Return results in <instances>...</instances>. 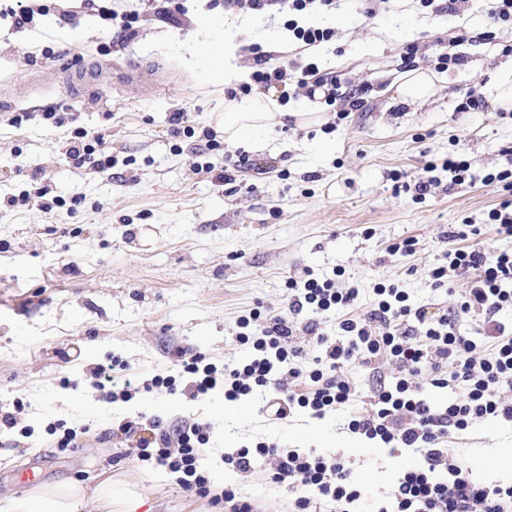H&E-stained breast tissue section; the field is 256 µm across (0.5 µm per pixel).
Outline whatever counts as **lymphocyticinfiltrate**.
Returning a JSON list of instances; mask_svg holds the SVG:
<instances>
[{"mask_svg":"<svg viewBox=\"0 0 512 512\" xmlns=\"http://www.w3.org/2000/svg\"><path fill=\"white\" fill-rule=\"evenodd\" d=\"M335 0H224L228 13L258 14L284 4L289 17L285 28L307 45L332 42L334 28L300 25L298 18L313 10L332 9ZM260 88L286 87L307 94L322 93L326 102L338 104L339 116L358 107L357 90L342 88L340 74L320 73L314 63L300 71L261 68L253 73ZM174 137L193 139L200 158L198 170L211 174L216 185L234 184L240 172L251 168L249 155H224V143L213 127L190 125L186 113L169 116ZM223 154L224 166L215 169L211 158ZM66 163L94 173L112 169L114 160L102 134L74 127L64 153ZM458 279L466 280L462 301L456 310L440 315L412 307L406 292L395 284H375L374 298L362 305L357 287L339 286L334 278H289L288 306L274 311L261 306L238 318L237 339L248 345V359L239 365H217L197 353L182 360L178 375H154L144 381L146 392H181L196 400L220 389L234 401L263 392L278 419L295 410L321 419L347 404L354 385L346 366L361 357L371 371L367 392L370 409L352 417L348 428L366 440L387 447L390 455L407 451L419 454V465L403 470L391 491L389 505L377 512H512V482L486 485L474 480L468 469L442 442L452 434L469 431L476 423L495 419L512 423V324L499 319L512 308V251L489 252L483 248H456L445 253L432 267V288H442ZM344 312L339 333L326 335L323 317ZM483 319L494 340L492 349L461 332L462 316ZM307 336L316 351L293 347L298 336ZM397 368L388 377L382 362ZM452 388L456 397L448 405L436 406L427 389ZM134 443L137 456L177 473L180 484L226 512H254L236 486H225L222 495H211L210 480L200 459L210 441L211 427L194 423L181 427L161 416L128 420L119 424ZM225 468L240 475L268 467L272 483L296 488L291 512H353L363 496L352 482V468L340 453L316 449L287 448L265 441L225 453Z\"/></svg>","mask_w":512,"mask_h":512,"instance_id":"f902f5d3","label":"lymphocytic infiltrate"}]
</instances>
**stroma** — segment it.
<instances>
[{
  "instance_id": "35a3bbf8",
  "label": "stroma",
  "mask_w": 512,
  "mask_h": 512,
  "mask_svg": "<svg viewBox=\"0 0 512 512\" xmlns=\"http://www.w3.org/2000/svg\"><path fill=\"white\" fill-rule=\"evenodd\" d=\"M44 12L16 25L27 0H0V200L31 191L26 204L0 207V512L37 483L79 480L95 485L108 477L135 483L156 512H221L185 492L163 467L138 460L120 435L101 442V426L80 447L58 450L50 428L75 426L64 410L34 426L32 390L41 384L61 394L87 390L98 399L92 370L117 357L138 382L174 369L179 351H199L220 363L245 357L236 340L239 315L257 305L279 309L289 276L313 271L341 284L356 283L371 301L376 283H394L414 306L451 310L463 282L432 290L429 272L448 251L450 225H478L469 244L512 250L488 213L512 190L485 183L490 172L512 168V117L488 90L512 26L489 28L480 0H467L448 15L420 0H384L369 21L355 0L306 14L305 24L336 31L334 48L317 59L320 71L345 73L365 88L362 109L322 127L281 128L270 151L257 156L261 174L242 173L230 192L200 173L193 142L171 136L170 113L186 112L191 124H216L224 110V86L202 66L201 47L236 38L245 48L236 60L254 68L253 47L275 34L283 51L268 67L303 63L281 19L225 15L213 0H40ZM139 16V33L127 46L104 10ZM416 66L434 80L426 98L404 103L391 83L404 72L407 46ZM55 50L56 58L45 55ZM448 52L463 65L438 68ZM145 70L139 85L129 66ZM485 95L478 110L462 112L460 89ZM75 114L78 124L104 134L133 168L90 174L68 166L64 153L71 124L53 125L43 113ZM31 113L22 127L9 117ZM470 164L463 183L446 171L425 198L406 185L448 154ZM49 186L67 197L81 193L74 211H47L34 192ZM411 239L415 251H395ZM456 455L481 482L512 480L499 459L512 455V425L477 423L453 441ZM255 512H288L294 493L270 483L265 470L234 476Z\"/></svg>"
}]
</instances>
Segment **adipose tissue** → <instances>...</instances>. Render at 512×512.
Masks as SVG:
<instances>
[{"instance_id": "adipose-tissue-1", "label": "adipose tissue", "mask_w": 512, "mask_h": 512, "mask_svg": "<svg viewBox=\"0 0 512 512\" xmlns=\"http://www.w3.org/2000/svg\"><path fill=\"white\" fill-rule=\"evenodd\" d=\"M283 117L282 106L265 93L225 99L220 115L224 140L261 151L266 136ZM85 501L100 506L102 512H141L145 504L139 492L118 479L105 480L91 490L82 482L71 481L32 488L24 500L15 504L13 512H76L77 505Z\"/></svg>"}]
</instances>
